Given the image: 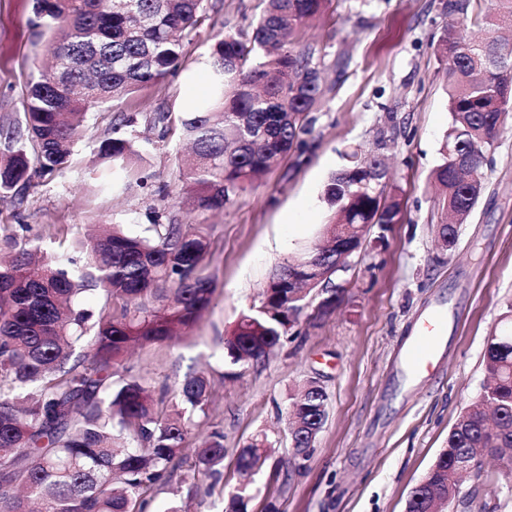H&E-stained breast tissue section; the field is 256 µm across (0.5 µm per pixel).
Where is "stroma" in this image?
<instances>
[{"label":"stroma","mask_w":512,"mask_h":512,"mask_svg":"<svg viewBox=\"0 0 512 512\" xmlns=\"http://www.w3.org/2000/svg\"><path fill=\"white\" fill-rule=\"evenodd\" d=\"M35 0H0V125L21 115L33 61ZM210 18L184 45L180 74L138 94L133 106L88 113L85 139L59 173L33 174L23 195L0 194V239L40 238L54 247L86 224H121L134 235L155 224H204L203 263L213 300L190 335L136 349L126 365L155 387L175 388L186 373L206 371L212 402L201 430L224 433V465L209 488L193 489L191 460L175 464L148 512L177 500L183 512H221L242 482L237 455L254 437L270 442L252 477L247 512H405L412 490L445 448L461 410L488 374L485 344L512 302V118L500 132L483 175L488 184L457 249L435 241L440 220L431 171L450 123L437 44L445 0H330L300 36L323 77L303 154L288 153L232 204L218 211L185 204L178 139H161L159 112L180 116L189 104L180 75L208 62L224 33L251 34L260 0H209ZM133 117L141 154L101 189L96 149L111 137L117 114ZM384 159L387 193L401 210L384 242L367 238L334 283L344 299L321 317L312 291L298 323L261 361L232 364L220 345L242 313L259 307L272 272L319 241L330 211L324 188L351 154ZM433 310L448 317L432 372L414 376L403 351L418 321ZM329 395L326 421L307 456L295 455L288 396L308 379ZM446 512H512V482L495 460L461 487Z\"/></svg>","instance_id":"35a3bbf8"}]
</instances>
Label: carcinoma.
I'll use <instances>...</instances> for the list:
<instances>
[{
    "instance_id": "cac0c4a2",
    "label": "carcinoma",
    "mask_w": 512,
    "mask_h": 512,
    "mask_svg": "<svg viewBox=\"0 0 512 512\" xmlns=\"http://www.w3.org/2000/svg\"><path fill=\"white\" fill-rule=\"evenodd\" d=\"M263 2L252 38L225 33L213 45L211 97L192 104L177 128L167 113L155 117L161 137L176 132L191 144L181 191L200 209L234 203L284 155L303 150L308 113L323 94L311 52L295 38L329 0ZM475 2L447 0L438 43L451 122L433 171L441 188L434 232L448 252L486 190L482 169L512 109V43L467 42L458 33L469 18L491 34L512 29V0H487L479 12ZM206 20V0H36L34 26L54 67L31 74L23 116L0 129V191H25L33 162L44 174L62 169L84 136L87 112L164 84L182 65L183 42ZM130 122L113 124L114 137L98 148L102 159H141L134 141L117 135ZM381 169L370 157L331 178L324 199L333 218L323 242L282 265L261 306L223 339L232 363L257 361L278 345L307 292L323 290L321 313L336 307V259L362 246L360 226L383 232L400 212ZM208 248L203 224H155L144 237L118 224H86L56 251L0 240L7 254L0 259V512H145L172 462L190 457L195 475L220 473L223 432L189 447L194 417L206 415L208 377L187 373L169 401L167 391L123 375L131 346L178 341L208 310ZM86 292L98 296V310L80 306ZM484 361L492 383L458 416L407 512H427L436 497L458 499L483 459L512 448V331L488 337ZM289 400L291 447L300 455L326 421L328 394L311 379ZM266 442L241 449L243 477L265 461Z\"/></svg>"
}]
</instances>
